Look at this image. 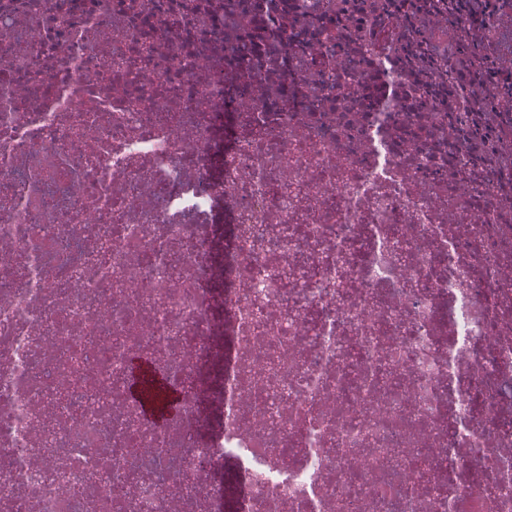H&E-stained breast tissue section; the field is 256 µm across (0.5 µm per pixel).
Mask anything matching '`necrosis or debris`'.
<instances>
[{"instance_id":"4bbe7bcc","label":"necrosis or debris","mask_w":512,"mask_h":512,"mask_svg":"<svg viewBox=\"0 0 512 512\" xmlns=\"http://www.w3.org/2000/svg\"><path fill=\"white\" fill-rule=\"evenodd\" d=\"M0 512H512V0H0Z\"/></svg>"}]
</instances>
